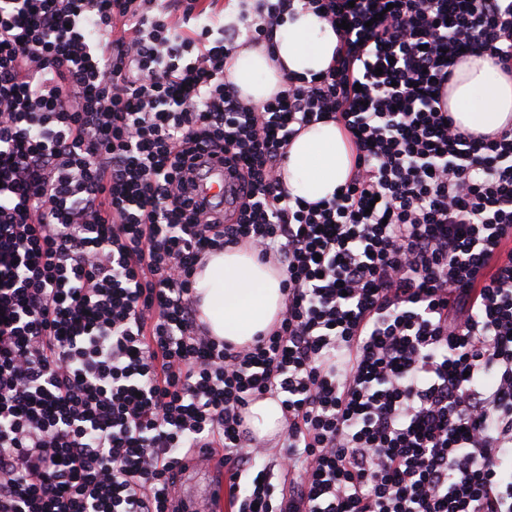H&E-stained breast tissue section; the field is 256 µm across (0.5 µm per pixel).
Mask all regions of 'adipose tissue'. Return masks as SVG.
I'll list each match as a JSON object with an SVG mask.
<instances>
[{"label":"adipose tissue","instance_id":"obj_1","mask_svg":"<svg viewBox=\"0 0 512 512\" xmlns=\"http://www.w3.org/2000/svg\"><path fill=\"white\" fill-rule=\"evenodd\" d=\"M272 48L244 49L224 65L243 99L260 104L282 89L286 76H311L332 64L338 37L331 25L309 11L295 10L273 34ZM457 125L491 134L512 125V79L486 55L463 59L445 94ZM352 144L333 122L306 127L288 146L283 168L291 196L308 202L332 198L349 179ZM283 273L259 262L251 251L227 248L208 254L195 274L200 320L211 336L243 346L279 318L285 297Z\"/></svg>","mask_w":512,"mask_h":512}]
</instances>
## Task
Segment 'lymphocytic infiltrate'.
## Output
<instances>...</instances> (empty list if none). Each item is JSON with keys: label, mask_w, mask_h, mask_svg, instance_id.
Wrapping results in <instances>:
<instances>
[{"label": "lymphocytic infiltrate", "mask_w": 512, "mask_h": 512, "mask_svg": "<svg viewBox=\"0 0 512 512\" xmlns=\"http://www.w3.org/2000/svg\"><path fill=\"white\" fill-rule=\"evenodd\" d=\"M301 3L336 26L321 78L262 104L224 62ZM0 0V512H176L223 450L236 512H512V127L445 91L512 77V0ZM355 145L332 199L282 180L300 129ZM223 155L229 199L193 176ZM246 248L285 307L210 336L194 276ZM276 399L281 447L249 405ZM445 104L457 125L492 134L512 125V80L489 56H468L455 69Z\"/></svg>", "instance_id": "1"}]
</instances>
